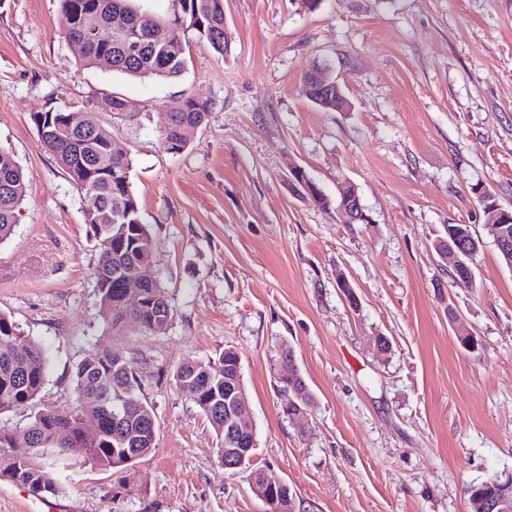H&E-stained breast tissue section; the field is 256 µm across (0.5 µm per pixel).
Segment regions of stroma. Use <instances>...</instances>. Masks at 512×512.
I'll return each mask as SVG.
<instances>
[{
    "label": "stroma",
    "mask_w": 512,
    "mask_h": 512,
    "mask_svg": "<svg viewBox=\"0 0 512 512\" xmlns=\"http://www.w3.org/2000/svg\"><path fill=\"white\" fill-rule=\"evenodd\" d=\"M224 15L230 54L192 38L179 80H141L80 66L59 0H0V148L27 185L0 243V312L50 354L45 402L70 401L74 364L109 347L134 359L157 425L151 454L125 469L59 467V496L0 479V512H265L257 469L301 512H469L467 485L512 478V264L480 201L512 209V0H224ZM318 65L350 111L302 96ZM185 95L209 116L174 154L161 132ZM113 96L135 112H107ZM53 108L94 113L131 152L173 312L162 333L103 322L86 202L33 121ZM296 164L330 195L355 183L368 223L302 196ZM450 224L483 242L472 281L432 247ZM452 310L477 347L461 345ZM285 346L314 397L305 432L280 410ZM229 347L257 438L233 474L172 380Z\"/></svg>",
    "instance_id": "obj_1"
}]
</instances>
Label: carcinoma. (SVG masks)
<instances>
[{
    "label": "carcinoma",
    "instance_id": "obj_1",
    "mask_svg": "<svg viewBox=\"0 0 512 512\" xmlns=\"http://www.w3.org/2000/svg\"><path fill=\"white\" fill-rule=\"evenodd\" d=\"M61 33L68 41L79 40L83 47L78 62L96 68L102 59L109 69L139 79L176 80L185 71V49L162 43L155 33L173 24H187L198 40L206 42L215 53L224 55L231 49L225 27L224 0H171L165 18L144 13L132 6V0H59ZM128 19L136 32L138 48L130 51L126 37L103 32L114 15ZM60 109L39 112L34 123L46 151L83 196L98 201L91 218L92 233L101 239L100 254L93 276L100 313L116 332L131 326L150 332L151 325L163 313L167 303L164 288L154 271L155 239L143 223L133 190L130 153L120 154L113 145L112 130L90 116L88 129L75 133H54ZM170 123L163 131L167 150L178 153L186 144L182 129L186 124L201 126L208 117L204 103L183 97L169 107ZM26 194L23 172L14 156L0 148V242L7 240L17 223V213ZM138 260L137 269L146 277V288L139 306L116 308L124 299L123 276L118 268L130 259ZM25 343L19 325L0 313V415L41 401L46 384L48 358L37 344ZM280 359L288 363V378L279 386L283 415L292 420L308 411L313 395L294 363L290 348L281 350ZM240 361L234 349L224 350L218 364L189 360L173 373L178 390L193 391L192 400L220 436L224 435V377L236 379ZM73 399L65 405L45 404L26 426L31 438L32 454H11L13 432L0 426V476L7 477L36 497L57 496L62 487L54 476L52 463L68 457L101 469L125 468L148 456L151 442L149 416L153 408L141 395L134 362L110 348H94L80 360L72 375ZM93 417L99 430L93 437L85 435L84 420ZM499 480L473 482L467 487L469 497H498L512 489L497 486ZM269 512H295V503L281 490L263 489Z\"/></svg>",
    "mask_w": 512,
    "mask_h": 512
}]
</instances>
